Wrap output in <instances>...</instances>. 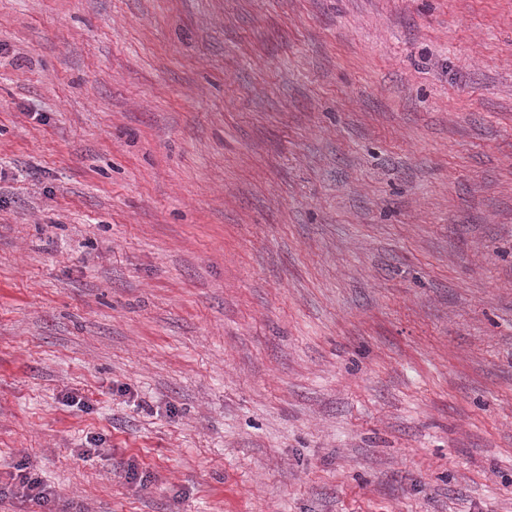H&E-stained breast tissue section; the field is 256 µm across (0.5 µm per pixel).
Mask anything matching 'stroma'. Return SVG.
Instances as JSON below:
<instances>
[{
    "label": "stroma",
    "mask_w": 512,
    "mask_h": 512,
    "mask_svg": "<svg viewBox=\"0 0 512 512\" xmlns=\"http://www.w3.org/2000/svg\"><path fill=\"white\" fill-rule=\"evenodd\" d=\"M25 474L56 512H512V0H0Z\"/></svg>",
    "instance_id": "1"
}]
</instances>
